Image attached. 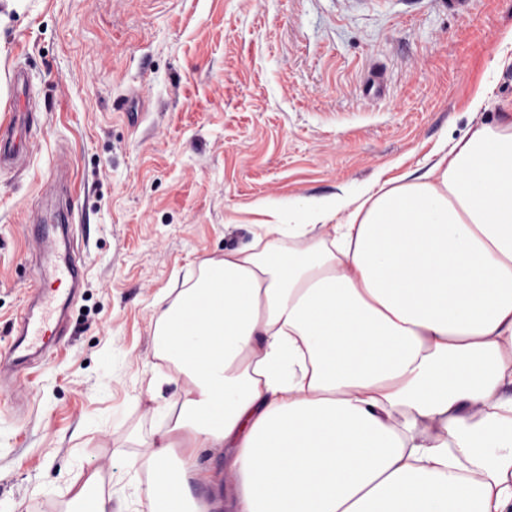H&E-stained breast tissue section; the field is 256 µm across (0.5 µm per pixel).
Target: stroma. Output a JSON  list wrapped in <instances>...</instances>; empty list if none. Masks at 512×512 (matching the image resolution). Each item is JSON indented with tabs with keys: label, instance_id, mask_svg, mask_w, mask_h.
Instances as JSON below:
<instances>
[{
	"label": "stroma",
	"instance_id": "1",
	"mask_svg": "<svg viewBox=\"0 0 512 512\" xmlns=\"http://www.w3.org/2000/svg\"><path fill=\"white\" fill-rule=\"evenodd\" d=\"M510 30L512 0H0V118L19 69L38 119L27 167L0 169V351L36 273L34 202L72 207L85 270L23 405L0 391V512H92L103 493L149 512L130 462L184 383L156 354V302L254 242L260 203L420 174L512 121ZM64 150L73 188L40 198Z\"/></svg>",
	"mask_w": 512,
	"mask_h": 512
}]
</instances>
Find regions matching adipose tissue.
Instances as JSON below:
<instances>
[{
    "label": "adipose tissue",
    "mask_w": 512,
    "mask_h": 512,
    "mask_svg": "<svg viewBox=\"0 0 512 512\" xmlns=\"http://www.w3.org/2000/svg\"><path fill=\"white\" fill-rule=\"evenodd\" d=\"M267 215L157 307L187 386L146 444L154 512H512V122ZM203 448L224 497L188 506Z\"/></svg>",
    "instance_id": "1"
}]
</instances>
